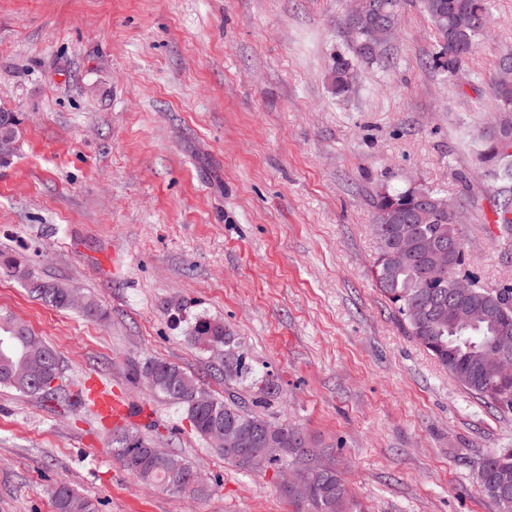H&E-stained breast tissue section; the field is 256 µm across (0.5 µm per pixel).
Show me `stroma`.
Here are the masks:
<instances>
[{
	"label": "stroma",
	"instance_id": "1",
	"mask_svg": "<svg viewBox=\"0 0 512 512\" xmlns=\"http://www.w3.org/2000/svg\"><path fill=\"white\" fill-rule=\"evenodd\" d=\"M351 0H0V108L20 146L0 164V252L92 296L89 320L0 272V313L57 351L75 387L118 388L128 423L190 461L213 492L143 486L83 406L50 411L0 388V512H56L61 483L97 512H295L274 470L216 456L182 408L142 381L149 360L191 372L298 428L349 485L356 512H498L478 473L512 449V410L470 393L408 336L376 286L380 189L416 183L465 215L471 266L512 285L496 243L500 186L472 148L512 51V0L466 67L435 70L421 0L357 56ZM352 63L336 94V56ZM223 321L279 390L225 383L190 321Z\"/></svg>",
	"mask_w": 512,
	"mask_h": 512
}]
</instances>
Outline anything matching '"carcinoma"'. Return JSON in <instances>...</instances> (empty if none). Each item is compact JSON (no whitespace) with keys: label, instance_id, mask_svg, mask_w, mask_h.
Segmentation results:
<instances>
[{"label":"carcinoma","instance_id":"1","mask_svg":"<svg viewBox=\"0 0 512 512\" xmlns=\"http://www.w3.org/2000/svg\"><path fill=\"white\" fill-rule=\"evenodd\" d=\"M422 5L434 26L440 47L433 58V67L453 77L466 66L472 43L491 25L489 0H422ZM398 9L399 0H368V8L357 22L345 19L344 25L353 38L358 56L372 58L377 54V50L365 42L363 29L367 22L382 18L391 25L396 22ZM333 83L338 95L350 89V64L343 57L334 62ZM492 86L498 108L512 105V83L495 78ZM19 125L16 113L0 109L1 152H11ZM506 136L512 139V131H491L478 141V151L480 159L491 166L494 177L503 183L504 192L508 193L512 191V142L501 144ZM417 189L426 192V197L415 195L414 189L408 187L389 192L387 198L376 199L377 218L372 230L377 240L390 239L401 232L424 245L420 252L407 259L379 251L374 271L377 285L397 310L408 335L427 349L463 387L490 405L512 409V369H505L489 355L490 342L495 336L506 332L512 335V286L488 287L469 269L463 246L448 263L447 270L438 271L441 260L425 249V245L434 240L446 241L450 236L464 239L462 225L453 223L446 214L433 211L423 219L416 218L425 199L439 198L434 190L421 185ZM511 212L512 204L507 199L497 211L501 241L508 247L512 245V218L508 217ZM0 265L37 300L57 309H77L92 320L101 316L96 302L80 297L63 282L42 278L23 256H7ZM459 275L473 283L472 292L461 305L484 312V317L475 324L452 322L448 318V306L442 305V296L448 292V277ZM190 338L203 351L211 353L216 347L224 350V380L244 381L258 375L224 322L201 317L191 328ZM143 369L155 374L153 391L184 408L198 436L211 442L224 460L243 471L250 470L248 458L259 446L238 445L225 449L215 427L233 422L244 436H262L269 421L239 404L216 397L211 398L210 407H200L196 403V397L202 393L198 381L175 364L154 360L145 363ZM0 386L47 402L60 399L69 404L75 402L74 394L68 391L57 351L11 314H0ZM273 435L284 452L269 465L283 468L300 462V448L304 446L300 433L284 424L273 429ZM151 444L152 440L138 429L124 428L112 439V453L124 470L147 487L165 490L169 483L179 480L192 496L209 494L210 485L196 484L197 471L179 455L165 453L149 457L146 448ZM504 455L503 451L485 458L482 469L489 480L500 476L502 469L497 458ZM300 477L299 487L284 489L296 512H351L349 490L335 468L316 463L302 469ZM52 495L57 512H96L92 500L67 485L57 486Z\"/></svg>","mask_w":512,"mask_h":512}]
</instances>
